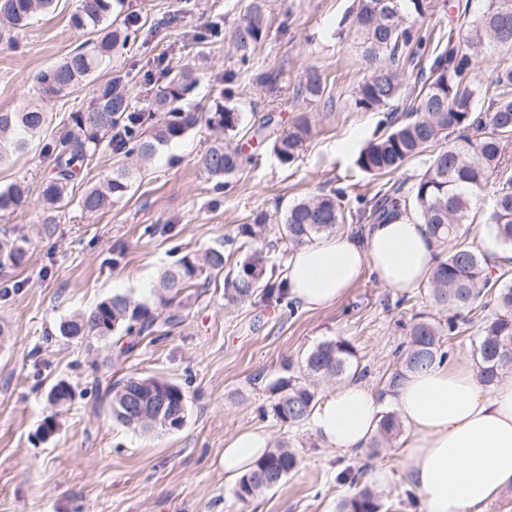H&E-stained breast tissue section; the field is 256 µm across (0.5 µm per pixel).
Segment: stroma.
<instances>
[{
  "label": "stroma",
  "instance_id": "1",
  "mask_svg": "<svg viewBox=\"0 0 512 512\" xmlns=\"http://www.w3.org/2000/svg\"><path fill=\"white\" fill-rule=\"evenodd\" d=\"M250 2L112 0L114 18L135 15L142 27L113 53L99 78L120 79L142 105L165 72L191 65L202 78L194 98L206 107L223 101L272 116L274 136L307 116L313 134L293 163L280 164L264 143L243 132L236 142L257 163H243L216 185L197 164L217 136L202 123L159 146L108 211L70 204L50 236L36 204L0 212V238L29 242L22 265L0 266V326L8 332L0 343V512H336L338 502L354 493L339 484L340 474L360 467L390 512H418L404 495L409 466L400 440L376 453L327 448L310 424L290 427L273 417L269 386L285 365L300 366L317 344L341 336L370 367L367 384L379 389L406 341L402 322L431 310L427 290L403 298L365 275L342 300L309 310L258 296L228 303L219 276L195 280L171 302L161 301L165 269L217 246L239 259V228L262 213L271 221L267 265L286 278L292 248L281 240L277 221L288 203L346 184L370 198L383 185L355 164L381 115L358 111L352 100L354 86L368 73L351 37L338 31L353 0H264L263 39L244 64L226 35ZM78 5L55 0L50 13L0 40V110L27 104L40 70L91 42V34L70 24ZM464 14L449 9L448 0H432L424 27L429 43L405 70L408 86L428 73L439 38L460 27ZM309 69L321 73L324 86L312 101L296 94ZM87 94L81 87L44 101L48 123L24 154L0 165V190L18 181L40 187L51 169L48 145ZM116 294L148 305L157 316L153 334L131 352H121L110 338L61 334L63 321ZM105 359L111 370L101 369ZM132 374L182 386L188 418L180 430L146 434L112 421L109 390ZM61 381L72 387L73 398L57 406L48 394ZM248 429L272 444L288 441L300 466L244 503L235 480L224 476V444Z\"/></svg>",
  "mask_w": 512,
  "mask_h": 512
}]
</instances>
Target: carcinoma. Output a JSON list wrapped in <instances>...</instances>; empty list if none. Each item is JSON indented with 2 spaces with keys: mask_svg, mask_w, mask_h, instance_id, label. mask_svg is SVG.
Here are the masks:
<instances>
[{
  "mask_svg": "<svg viewBox=\"0 0 512 512\" xmlns=\"http://www.w3.org/2000/svg\"><path fill=\"white\" fill-rule=\"evenodd\" d=\"M54 0H0V34L28 27L37 14L49 12ZM431 0H356L353 12L340 25L356 39V48L372 63L371 70L354 88V106L361 112H386L384 131L369 140L358 153L355 164L373 177L391 175L411 158L428 155L425 170L418 175L408 194L402 185H391L372 199L357 196L360 207H346L348 188L338 187L289 205L281 218V230L292 247L313 241L324 234L338 233L345 225L365 221L374 224L393 218L397 207L412 208L429 228L436 246V262L429 276V294L434 306L448 311L446 324L418 313L407 325L408 345L399 351L400 365L387 381L395 387L408 372L442 365L454 357L453 339L480 323L473 357L481 382L493 384L499 376L512 372V284L505 274L487 272L484 252L468 241L465 225L474 223V210L484 183L495 176L497 189L491 206L483 213L499 242L512 248V166L505 151L512 143V67L493 69V95L487 107L479 106L480 90L471 79L477 63L512 52V0H485V7L467 18L465 31L448 29L444 45L436 54L429 75L421 77L414 96L416 105L397 113L406 96L405 64L427 46L421 35L422 23ZM112 0H80L71 17L74 28H100L89 50L83 48L42 70L36 77L38 98L51 99L72 92L89 81L112 52L139 31L137 19H125L121 27L108 23ZM265 13L261 0H252L245 20L230 31L231 41L242 60L247 61L261 44ZM199 83L191 70L171 77L142 108H137L118 81L93 84L86 102L69 113L63 132L48 146L51 172L37 194L45 223H57V216L72 201L75 181L105 147L139 164L153 159L157 147L184 137L200 121L221 133L198 158L199 167L216 180L233 174L244 158L232 145L246 121L236 108L218 104L214 111H198L191 97ZM322 94L321 75L310 69L301 85V95L313 100ZM48 122L37 102L15 111H0V164L26 151L29 139ZM312 135L307 118L298 119L288 133L272 140L271 151L283 164L293 162ZM133 170L122 164L102 184L86 189L78 200L88 212L112 206L129 187ZM32 195L29 185L19 182L0 191V212L16 211ZM267 216L260 214L240 227V234L252 241L265 238ZM26 240L0 242V264L18 263L25 254ZM224 249L211 247L201 255L184 256L162 276L163 289L178 295L202 276L223 272ZM267 268L258 251L236 263L224 278V297L231 302L256 295ZM492 308L488 315L486 308ZM157 316L145 304L124 295H114L87 313H78L60 325L66 336L114 335L126 340V353L137 346L136 339L152 332ZM367 368L360 366L356 347L344 338L318 344L303 359L298 374L281 376L271 385V411L290 427L306 422L316 404L317 386L326 380L349 376L360 379ZM132 391L166 400L161 423L138 425L127 415L126 400ZM51 401L63 405L71 400L69 384L59 382L49 391ZM112 419L144 433L163 430L162 421L186 422L187 396L176 383L164 378L128 376L112 385L108 403ZM402 423L393 411H384L377 434L370 442L382 448L401 432ZM299 465L288 442L281 441L259 458L237 483L236 496L248 502L279 485ZM341 481L359 487L353 496L337 504V512H382L383 504L370 489L366 472L344 474Z\"/></svg>",
  "mask_w": 512,
  "mask_h": 512,
  "instance_id": "cac0c4a2",
  "label": "carcinoma"
}]
</instances>
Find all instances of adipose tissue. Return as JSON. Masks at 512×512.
I'll use <instances>...</instances> for the list:
<instances>
[{
    "instance_id": "ef3b65f1",
    "label": "adipose tissue",
    "mask_w": 512,
    "mask_h": 512,
    "mask_svg": "<svg viewBox=\"0 0 512 512\" xmlns=\"http://www.w3.org/2000/svg\"><path fill=\"white\" fill-rule=\"evenodd\" d=\"M435 244L412 209L370 225L363 241L336 233L294 249L288 258V297L305 309L342 299L362 274L401 293L423 287ZM409 427L402 443L421 512H482L512 486V374L485 386L467 356L448 365L407 373L389 395ZM377 394L363 381L337 387L310 415L326 447L362 449L380 418ZM265 435L247 430L224 449V473L243 475L267 449Z\"/></svg>"
}]
</instances>
